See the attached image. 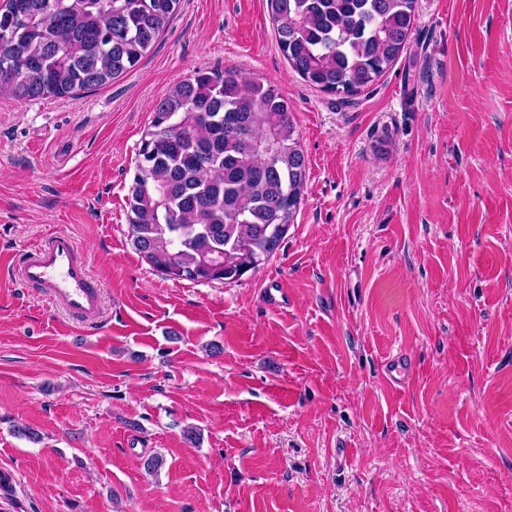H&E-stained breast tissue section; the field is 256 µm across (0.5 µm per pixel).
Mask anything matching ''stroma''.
Wrapping results in <instances>:
<instances>
[{
	"instance_id": "obj_1",
	"label": "stroma",
	"mask_w": 512,
	"mask_h": 512,
	"mask_svg": "<svg viewBox=\"0 0 512 512\" xmlns=\"http://www.w3.org/2000/svg\"><path fill=\"white\" fill-rule=\"evenodd\" d=\"M198 68L275 85L309 163L279 249L231 283L161 275L127 219L152 108ZM54 231L103 312L0 271V512H512V0H417L350 97L291 70L266 0H180L112 83L0 93V254Z\"/></svg>"
}]
</instances>
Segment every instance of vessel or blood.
<instances>
[{"label":"vessel or blood","mask_w":512,"mask_h":512,"mask_svg":"<svg viewBox=\"0 0 512 512\" xmlns=\"http://www.w3.org/2000/svg\"><path fill=\"white\" fill-rule=\"evenodd\" d=\"M8 266L23 284L56 307L86 321L100 318L102 296L89 257L69 233L48 235L11 258Z\"/></svg>","instance_id":"b4317fda"}]
</instances>
